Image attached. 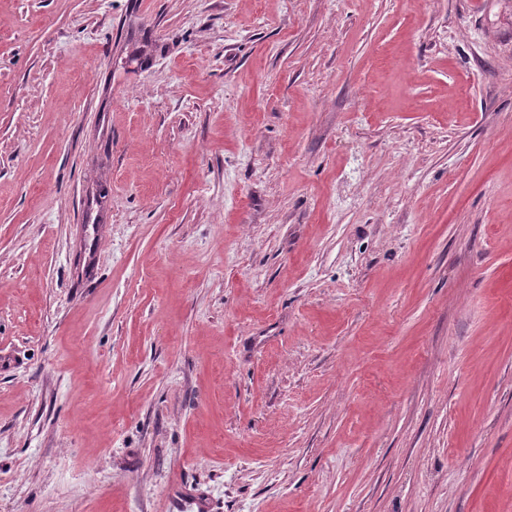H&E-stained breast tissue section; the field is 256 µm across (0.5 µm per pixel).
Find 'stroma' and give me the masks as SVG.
<instances>
[{"mask_svg":"<svg viewBox=\"0 0 512 512\" xmlns=\"http://www.w3.org/2000/svg\"><path fill=\"white\" fill-rule=\"evenodd\" d=\"M512 512V0H0V512Z\"/></svg>","mask_w":512,"mask_h":512,"instance_id":"stroma-1","label":"stroma"}]
</instances>
